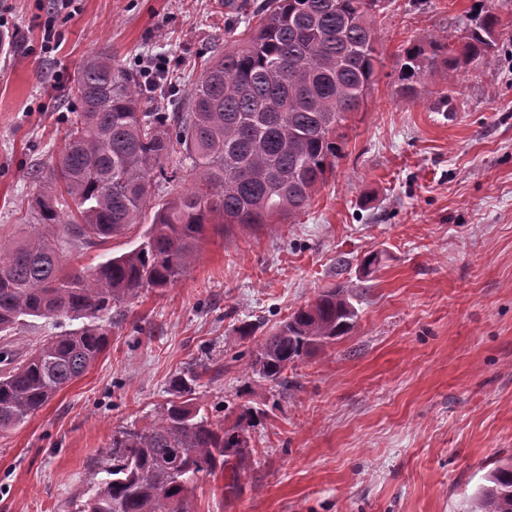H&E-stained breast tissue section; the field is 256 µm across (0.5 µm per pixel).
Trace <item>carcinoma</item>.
Here are the masks:
<instances>
[{"instance_id": "cac0c4a2", "label": "carcinoma", "mask_w": 512, "mask_h": 512, "mask_svg": "<svg viewBox=\"0 0 512 512\" xmlns=\"http://www.w3.org/2000/svg\"><path fill=\"white\" fill-rule=\"evenodd\" d=\"M378 0H265L262 24L245 43L216 53L179 112H145L147 97L172 98L164 74L147 83L98 51L82 64L58 164L40 179L31 207L41 224H65L82 239L105 240L147 224L142 242L82 272L66 268L54 239L35 230L0 241V333L27 319H85L45 336L25 354L0 351V431L41 410L92 366L109 342L103 318L145 288H168L188 270L207 226L260 227L300 215L342 157L349 115L371 93L382 67L373 21ZM457 47L433 39L405 47L401 91L423 73L452 78L495 55L500 19L473 8ZM193 182L182 188L183 172ZM358 311L332 288L297 309L250 354L248 370L266 382L319 345L348 334ZM153 424L112 433L101 482L86 512H194L199 474L229 471L240 487L245 408L225 426L199 416L191 384ZM476 512H512V459L499 463L476 495Z\"/></svg>"}]
</instances>
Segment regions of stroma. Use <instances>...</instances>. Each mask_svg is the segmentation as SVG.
Here are the masks:
<instances>
[{
	"instance_id": "stroma-1",
	"label": "stroma",
	"mask_w": 512,
	"mask_h": 512,
	"mask_svg": "<svg viewBox=\"0 0 512 512\" xmlns=\"http://www.w3.org/2000/svg\"><path fill=\"white\" fill-rule=\"evenodd\" d=\"M262 3L0 0V238L34 227L33 173L56 161L88 56L108 49L135 70L164 58L185 92L258 25ZM477 3L502 37L453 82L451 120L432 109L439 72L407 97L396 63L405 46L454 42ZM374 31L384 66L309 209L257 231L211 225L173 286L114 309L87 373L0 432V512H83L113 431L153 423L200 363L212 367L194 385L202 413L230 425L246 406L256 421L240 489L201 476L196 512H470L512 458V0H386ZM51 232L86 271L143 229L93 243ZM334 287L358 310L354 328L299 360L287 385L245 376L244 354Z\"/></svg>"
}]
</instances>
